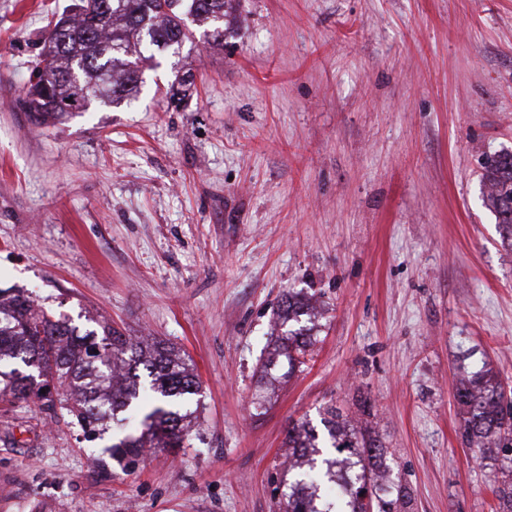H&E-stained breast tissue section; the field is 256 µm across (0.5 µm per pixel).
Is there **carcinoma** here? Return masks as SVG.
<instances>
[{"label": "carcinoma", "instance_id": "obj_1", "mask_svg": "<svg viewBox=\"0 0 512 512\" xmlns=\"http://www.w3.org/2000/svg\"><path fill=\"white\" fill-rule=\"evenodd\" d=\"M239 0H80L61 17L44 41L52 79L29 81L25 107L39 126H55L75 105L70 87L78 81L92 101L118 105L137 97L143 79L137 60L117 65L115 48L141 55L148 43L157 51L179 47L203 29L224 45V27L239 18ZM485 204L498 218L502 244L512 247V151L483 163ZM0 290V398L9 402L44 399L43 373L56 375V398L80 425L88 442L108 439L101 451L134 461L144 448L184 447L191 414L184 403L201 393V381L186 355L163 340L128 336L109 324L101 333L80 332L67 319L48 315L30 296ZM311 298L288 293L281 299L282 323L309 315ZM262 361V377L278 382L307 363L313 346L304 328L277 338ZM456 400L465 413L463 437L483 458L502 459L508 471L495 490L497 512H512V411L504 406L503 384L482 371L462 380ZM323 434L306 423L288 426V472L282 480L285 512H397L404 496L388 499L381 490L384 446L366 427H356L334 406L323 409Z\"/></svg>", "mask_w": 512, "mask_h": 512}]
</instances>
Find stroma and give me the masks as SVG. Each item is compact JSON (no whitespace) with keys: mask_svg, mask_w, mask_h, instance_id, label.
I'll return each mask as SVG.
<instances>
[{"mask_svg":"<svg viewBox=\"0 0 512 512\" xmlns=\"http://www.w3.org/2000/svg\"><path fill=\"white\" fill-rule=\"evenodd\" d=\"M75 2L0 0V289L174 344L202 391L187 447L129 469L0 402V512H284L288 425L329 404L379 435L409 512H493L455 381L512 387V252L481 182L512 150V0H241L223 48L195 34L130 104L41 130L26 87ZM290 291L317 301L313 358L269 389Z\"/></svg>","mask_w":512,"mask_h":512,"instance_id":"obj_1","label":"stroma"}]
</instances>
